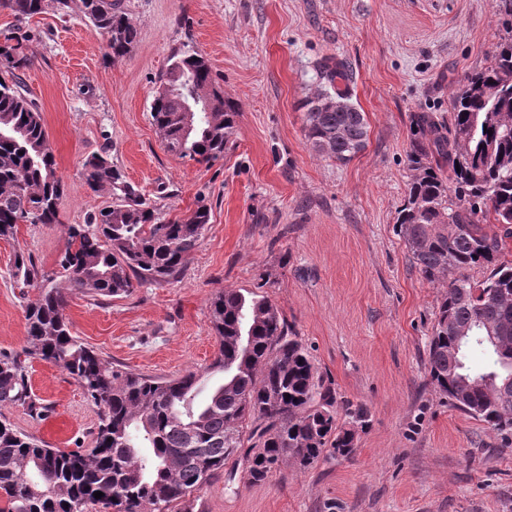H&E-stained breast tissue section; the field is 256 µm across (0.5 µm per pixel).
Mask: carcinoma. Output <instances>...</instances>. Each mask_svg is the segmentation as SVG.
Masks as SVG:
<instances>
[{
  "label": "carcinoma",
  "instance_id": "carcinoma-1",
  "mask_svg": "<svg viewBox=\"0 0 512 512\" xmlns=\"http://www.w3.org/2000/svg\"><path fill=\"white\" fill-rule=\"evenodd\" d=\"M54 2L62 15L77 12L90 21L114 62L137 42L121 0ZM44 8L45 0H0V10L18 22ZM492 9L503 35L489 62L458 82L448 123L432 112L410 114V179L396 225L421 275L448 288L428 348L431 385L454 408L509 431L512 262L502 251L512 237V0H492ZM26 41L15 28L0 32V239L6 240L20 224L57 223L64 192L41 112L19 85V71L31 62ZM317 76L324 90L303 103L304 136L314 150L345 164L364 150L368 124L340 63L322 59ZM158 86L150 117L165 149L199 164L224 156L240 107L224 97L206 58L189 45L173 50ZM189 86L208 95L191 125L182 118ZM82 176L112 203L69 227V244L78 248L61 256L59 276L42 272L28 254L14 257L11 278L27 300L28 346L0 353V495L7 512H195L194 494L232 456L253 485L290 461L308 468L327 455L349 457L355 427L339 423L330 384L264 296L224 290L211 299L220 342L212 368L224 380L203 399L201 373L156 379L123 371L72 334L65 288L120 297L172 283L211 219L204 204L183 217H163L100 154L84 159ZM487 224L498 230L486 231ZM475 266L486 269L479 281L465 275ZM29 288L37 289L32 300ZM476 349L489 358L479 371L467 364ZM34 359L65 371L98 408L90 448H50L3 413L21 407L34 419L46 409L30 381ZM96 491L103 496L95 498Z\"/></svg>",
  "mask_w": 512,
  "mask_h": 512
}]
</instances>
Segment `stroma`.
<instances>
[{"mask_svg":"<svg viewBox=\"0 0 512 512\" xmlns=\"http://www.w3.org/2000/svg\"><path fill=\"white\" fill-rule=\"evenodd\" d=\"M138 41L122 61L78 15L53 0L23 21L38 106L65 190L54 224L19 225L0 240V352L26 344L12 288L16 251L58 269L68 228L111 204L84 183L81 162L106 153L163 216L205 200L211 219L183 274L123 298L66 294L72 332L104 359L145 375L204 372L219 352L210 299L230 288L276 305L339 406L366 410L351 457L281 466L246 485L229 459L200 493L203 512H512V433L489 429L435 391L428 345L446 285L426 281L397 233L410 172L409 115L447 117L455 81L498 41L491 0H123ZM208 59L239 103L223 159L185 161L150 120L156 82L174 48ZM352 76L368 139L340 164L304 137L300 104L321 84L325 57ZM34 391L76 427L67 450L90 447L95 406L60 368L33 360Z\"/></svg>","mask_w":512,"mask_h":512,"instance_id":"stroma-1","label":"stroma"}]
</instances>
